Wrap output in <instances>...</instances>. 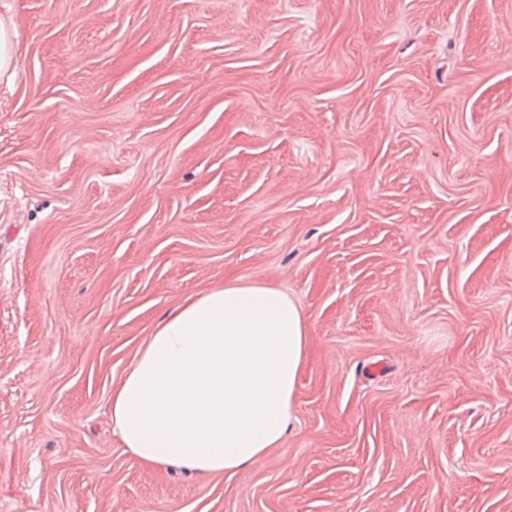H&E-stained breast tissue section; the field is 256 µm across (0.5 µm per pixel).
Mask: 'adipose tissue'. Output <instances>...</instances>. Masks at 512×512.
<instances>
[{
    "mask_svg": "<svg viewBox=\"0 0 512 512\" xmlns=\"http://www.w3.org/2000/svg\"><path fill=\"white\" fill-rule=\"evenodd\" d=\"M307 352L281 289L230 282L187 297L112 391V429L142 466L234 474L281 447Z\"/></svg>",
    "mask_w": 512,
    "mask_h": 512,
    "instance_id": "1",
    "label": "adipose tissue"
}]
</instances>
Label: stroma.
I'll return each mask as SVG.
<instances>
[{"label":"stroma","mask_w":512,"mask_h":512,"mask_svg":"<svg viewBox=\"0 0 512 512\" xmlns=\"http://www.w3.org/2000/svg\"><path fill=\"white\" fill-rule=\"evenodd\" d=\"M0 512H512V0H0ZM237 280L282 447L140 466L109 401ZM16 68L15 46L12 35L0 23V75L14 74Z\"/></svg>","instance_id":"1"}]
</instances>
